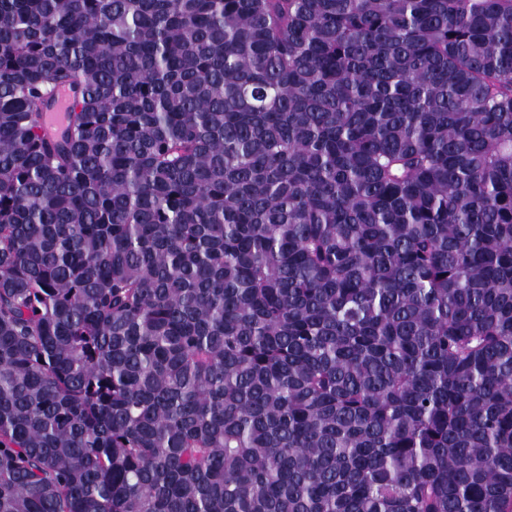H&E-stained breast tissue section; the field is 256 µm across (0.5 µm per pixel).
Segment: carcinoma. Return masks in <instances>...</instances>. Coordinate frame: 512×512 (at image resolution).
<instances>
[{
    "label": "carcinoma",
    "mask_w": 512,
    "mask_h": 512,
    "mask_svg": "<svg viewBox=\"0 0 512 512\" xmlns=\"http://www.w3.org/2000/svg\"><path fill=\"white\" fill-rule=\"evenodd\" d=\"M0 512H512V0H0ZM69 106L70 96L68 91L65 88L57 89L50 105L43 107L44 121L49 134L56 135L64 128L65 116Z\"/></svg>",
    "instance_id": "obj_1"
}]
</instances>
